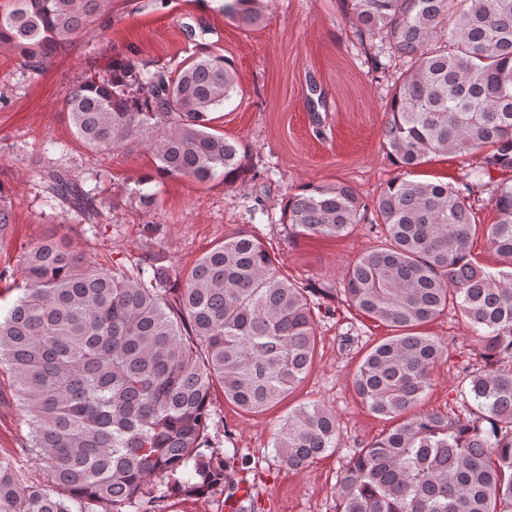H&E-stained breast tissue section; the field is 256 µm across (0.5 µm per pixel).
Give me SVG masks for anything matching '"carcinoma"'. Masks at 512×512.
Listing matches in <instances>:
<instances>
[{
    "instance_id": "cac0c4a2",
    "label": "carcinoma",
    "mask_w": 512,
    "mask_h": 512,
    "mask_svg": "<svg viewBox=\"0 0 512 512\" xmlns=\"http://www.w3.org/2000/svg\"><path fill=\"white\" fill-rule=\"evenodd\" d=\"M110 0H8L0 44L32 73L91 29ZM259 0H224V18L261 22ZM360 35L388 62L405 59L386 103L383 145L404 173L434 155L479 154L461 186L400 177L368 203L344 183L288 197V238H339L369 224L385 240L348 267L345 301L391 328L367 351L354 387L396 421L355 449L336 512H512V0H345ZM237 92L229 60L207 49L170 70L114 59L75 84L63 110L86 149H150L158 175L234 182L249 154L211 131ZM51 198L94 228V194L48 166ZM491 189L486 244L504 269L470 252L468 194ZM153 251L103 267L55 236L23 259L24 288L0 317L6 370L29 433L0 455V512H162L171 497L242 489L248 461L211 451L212 391L245 413L280 403L316 349L312 290L281 274L253 227H240L187 272ZM453 307L472 327L483 369L470 376L468 418L417 412L446 346L422 327ZM336 416L288 414L273 437L302 470L336 447ZM47 483L27 485L23 458Z\"/></svg>"
}]
</instances>
